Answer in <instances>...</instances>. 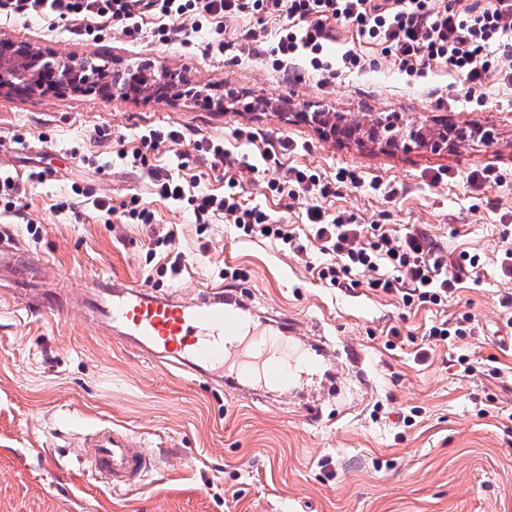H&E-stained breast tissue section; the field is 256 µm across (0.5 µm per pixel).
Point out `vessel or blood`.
<instances>
[{
    "instance_id": "1",
    "label": "vessel or blood",
    "mask_w": 512,
    "mask_h": 512,
    "mask_svg": "<svg viewBox=\"0 0 512 512\" xmlns=\"http://www.w3.org/2000/svg\"><path fill=\"white\" fill-rule=\"evenodd\" d=\"M41 267L16 242L0 240V280L31 314L65 319L67 312L49 289L33 293ZM82 304L92 321L113 332L129 350L228 386L250 381L283 392L321 374L330 359L321 340L293 357L285 337L288 316L255 319L233 292H216L194 303L149 294L139 285L101 278ZM76 456L87 477L115 493L137 491L152 460L135 447L125 428L102 423L78 445Z\"/></svg>"
}]
</instances>
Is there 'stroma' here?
<instances>
[{
  "label": "stroma",
  "mask_w": 512,
  "mask_h": 512,
  "mask_svg": "<svg viewBox=\"0 0 512 512\" xmlns=\"http://www.w3.org/2000/svg\"><path fill=\"white\" fill-rule=\"evenodd\" d=\"M157 16L138 37L106 24L101 36L71 34L66 21L0 15V37L99 65L112 73L173 75L185 97L146 100L119 93L21 96L0 94V169L28 183L0 232L42 256L48 276L81 285L112 277L151 294L192 301L218 288L238 290L257 315L286 314L293 334L353 346L365 379L340 367L341 383H310L266 402L247 389L190 376L124 349L86 321L80 306L66 320L28 314L0 297V512H512V425L482 415L484 401L512 409V313L498 304L512 293L500 272L512 247V85L490 83L483 101L468 98L461 78L433 65L422 77L401 71L372 40L338 26L327 48L329 73L300 61L283 78L271 61L238 52L246 32L275 42L286 17L245 14L194 33L191 42H158ZM223 40V53L209 42ZM353 51L358 66L342 63ZM375 113L441 127L478 129L466 145L433 151L338 139L302 121L300 110ZM188 138L160 146L148 167L120 160L154 127ZM288 138L295 151L282 167L302 166L331 183L329 196L292 198L271 192V172H252L266 144ZM220 139L239 166L210 167L195 149ZM495 168L499 179L472 182V170ZM179 176L186 190L223 194L239 183L243 205L283 224L304 226L306 209L352 214L357 223L423 233L448 251L479 255L480 282H464L444 306L406 307L366 284L336 288L313 271L318 250L295 255L236 233L227 218L199 224L187 205L150 193L151 172ZM90 189L91 198L72 194ZM140 194L157 227L176 224L170 249L180 274L156 277L158 259L147 226H111L94 216L92 197L120 203ZM238 269L223 278V267ZM471 313V336L452 339L420 359L431 323ZM398 330L395 348L385 344ZM468 356L464 372L458 356ZM501 372L490 377L493 364ZM316 402V419L304 418ZM142 438L155 461L142 487L117 496L79 472L80 434L102 423Z\"/></svg>",
  "instance_id": "1"
}]
</instances>
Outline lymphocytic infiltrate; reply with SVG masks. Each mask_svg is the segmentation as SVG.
Listing matches in <instances>:
<instances>
[{
    "mask_svg": "<svg viewBox=\"0 0 512 512\" xmlns=\"http://www.w3.org/2000/svg\"><path fill=\"white\" fill-rule=\"evenodd\" d=\"M0 12L18 18L35 13L68 20L80 37L96 35L99 25L110 21L123 24L127 35L134 37L142 30V16L153 14L165 19L154 31L163 43L171 39L166 21L172 17H191L197 30L204 23L246 12L268 16L283 12L289 24L271 48H264L261 36L254 32L243 43L255 54H270L276 68L305 59L315 70H330L323 55L336 23L376 41L408 75H424L434 62L448 64L464 82L469 97L483 98L486 86L495 80L512 83V70L493 69L489 61L492 47L512 50V0H471L458 10L442 7L439 0H0ZM152 186L160 199L187 202L198 219L221 214L246 236H259L298 253L307 249L293 228L274 223L259 207L243 206L236 193L189 195L180 181L168 176L155 177ZM94 206L99 217L120 224L154 221L153 211L136 194L117 205L98 199ZM306 216L322 253L332 258L316 274L332 286L351 288L362 279L377 293L399 295L404 305L439 306L457 292L463 279H480L478 256L449 263L447 252L417 231L396 234L380 224L355 223L342 213L326 215L318 206L309 207Z\"/></svg>",
    "mask_w": 512,
    "mask_h": 512,
    "instance_id": "obj_1",
    "label": "lymphocytic infiltrate"
}]
</instances>
